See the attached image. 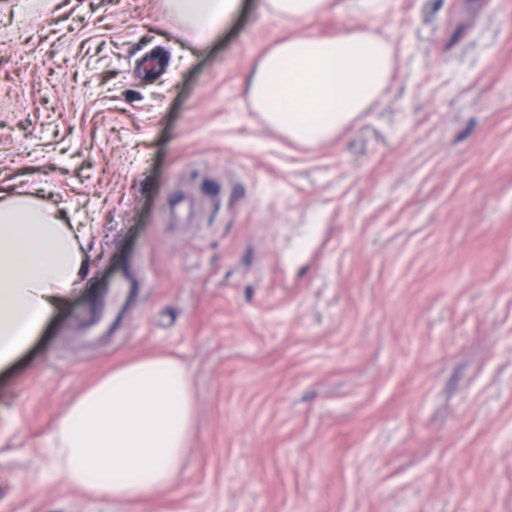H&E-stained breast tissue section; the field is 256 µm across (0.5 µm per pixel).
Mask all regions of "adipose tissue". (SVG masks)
I'll list each match as a JSON object with an SVG mask.
<instances>
[{
    "instance_id": "obj_1",
    "label": "adipose tissue",
    "mask_w": 512,
    "mask_h": 512,
    "mask_svg": "<svg viewBox=\"0 0 512 512\" xmlns=\"http://www.w3.org/2000/svg\"><path fill=\"white\" fill-rule=\"evenodd\" d=\"M174 33L206 51L241 0H166ZM394 49L364 29L292 36L246 79L252 108L289 138L315 145L349 125L385 90ZM87 230L27 195L0 201V366L13 361L80 286ZM185 365L168 357L118 365L57 418L50 453L74 487L124 501L167 489L193 432Z\"/></svg>"
}]
</instances>
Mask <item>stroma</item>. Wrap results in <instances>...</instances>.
Here are the masks:
<instances>
[{"label":"stroma","mask_w":512,"mask_h":512,"mask_svg":"<svg viewBox=\"0 0 512 512\" xmlns=\"http://www.w3.org/2000/svg\"><path fill=\"white\" fill-rule=\"evenodd\" d=\"M20 3L0 0V195L91 232L80 290L0 369V512H512V0L249 10L203 56L164 0ZM359 27L395 64L346 128L306 145L252 109L266 51ZM158 356L195 396L172 486L60 479L56 417Z\"/></svg>","instance_id":"stroma-1"}]
</instances>
